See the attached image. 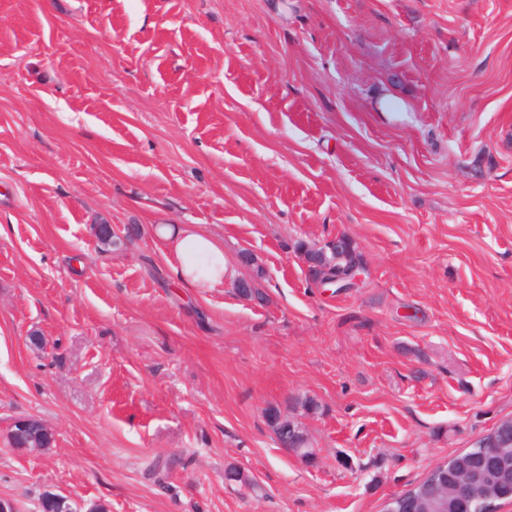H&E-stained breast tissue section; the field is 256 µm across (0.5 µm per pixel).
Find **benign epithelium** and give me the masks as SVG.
Wrapping results in <instances>:
<instances>
[{
  "label": "benign epithelium",
  "mask_w": 512,
  "mask_h": 512,
  "mask_svg": "<svg viewBox=\"0 0 512 512\" xmlns=\"http://www.w3.org/2000/svg\"><path fill=\"white\" fill-rule=\"evenodd\" d=\"M492 454L494 459L485 466L459 458L447 478L445 465H439L427 485L389 496L385 512H449L460 503H478L486 512H496L499 502L512 496V457L500 448Z\"/></svg>",
  "instance_id": "7a95c632"
}]
</instances>
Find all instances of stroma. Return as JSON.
Segmentation results:
<instances>
[{
	"label": "stroma",
	"mask_w": 512,
	"mask_h": 512,
	"mask_svg": "<svg viewBox=\"0 0 512 512\" xmlns=\"http://www.w3.org/2000/svg\"><path fill=\"white\" fill-rule=\"evenodd\" d=\"M192 225L224 287L172 281L158 229ZM342 233L362 281L314 286L298 243ZM24 417L50 447L9 445ZM510 418L512 0H0L16 512H381ZM139 233V228L136 225H131L124 230V235L119 236L112 233V228L108 224H101L98 227V239L104 246L120 247L126 242L132 241L133 237Z\"/></svg>",
	"instance_id": "obj_1"
}]
</instances>
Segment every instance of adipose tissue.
Instances as JSON below:
<instances>
[{"instance_id":"ef3b65f1","label":"adipose tissue","mask_w":512,"mask_h":512,"mask_svg":"<svg viewBox=\"0 0 512 512\" xmlns=\"http://www.w3.org/2000/svg\"><path fill=\"white\" fill-rule=\"evenodd\" d=\"M171 260V276L181 286L200 293L223 287L231 272L224 248L211 236L191 227L164 230Z\"/></svg>"}]
</instances>
